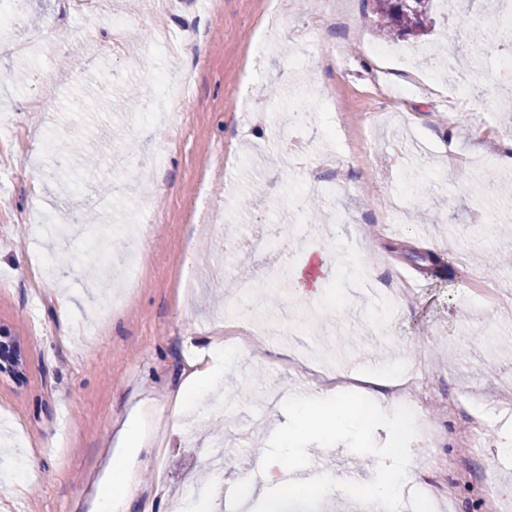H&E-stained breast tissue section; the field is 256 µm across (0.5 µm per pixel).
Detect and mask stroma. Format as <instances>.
<instances>
[{
    "label": "stroma",
    "mask_w": 512,
    "mask_h": 512,
    "mask_svg": "<svg viewBox=\"0 0 512 512\" xmlns=\"http://www.w3.org/2000/svg\"><path fill=\"white\" fill-rule=\"evenodd\" d=\"M200 2L171 0L170 37L185 48L169 56L151 48L142 0H103V12L131 17L140 34L118 55L105 52L106 27L96 40L82 36L96 17L72 0H13L10 43L0 48V156L25 165L28 178L18 184L0 170V337L22 360L21 376L0 372V441L9 444L0 451V512H90L114 429L130 412L145 415L151 445L130 459L140 489L115 512H143L147 500L153 512H186L218 482L260 466L287 421L283 401L311 390L289 374L291 363L340 369L347 356L369 358L354 372L380 377L419 360L433 381L417 406L447 444L411 443L402 486L410 512H486L492 494L500 512H512V423L502 420L512 362L497 353L499 341H512V228L490 222L512 216V201L484 192L512 182L500 164L512 140V79L495 78L512 29L476 0L484 40L461 45L438 12L428 34L409 39L421 54L404 64L363 53L331 26V16H347L360 40L379 44L368 0ZM265 31L270 49L252 55ZM183 71L194 82L178 114L124 109L125 97L150 95L154 74ZM304 99L312 112L285 137L281 121ZM336 109L364 130L365 148L328 142ZM293 141L305 162L289 171L282 156ZM60 152L72 153L73 169L57 180ZM125 170L129 191L107 193ZM337 170L364 187L325 195L326 223L292 208L294 195ZM78 210L101 224L126 214L138 227L135 282L106 318L113 291L86 276L94 228L69 224ZM208 222L230 240L282 224L277 248H252L245 270L258 288L285 294L282 310L254 307L235 279H221L224 250L199 231ZM377 224L396 230L377 233ZM443 250L449 261L427 277L428 253ZM314 252L332 256L320 296L290 297L288 271ZM481 255L502 291L491 308L471 292L472 277L485 274ZM45 257L54 269L37 288L31 268ZM398 276L416 285L388 299L380 289ZM230 312L245 324L298 328L229 355L217 391L195 390L173 409L184 370ZM457 399L483 418L480 456L461 441V409H440ZM307 451L338 480L354 467L376 472L343 444ZM427 474L451 503L423 501L417 481Z\"/></svg>",
    "instance_id": "35a3bbf8"
}]
</instances>
